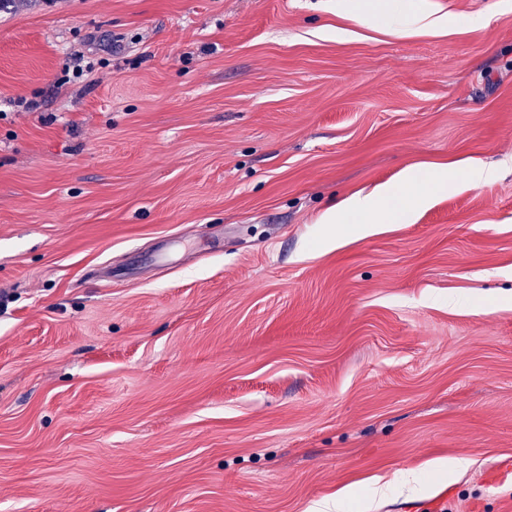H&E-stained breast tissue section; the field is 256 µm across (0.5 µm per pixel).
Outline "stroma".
<instances>
[{
  "label": "stroma",
  "mask_w": 512,
  "mask_h": 512,
  "mask_svg": "<svg viewBox=\"0 0 512 512\" xmlns=\"http://www.w3.org/2000/svg\"><path fill=\"white\" fill-rule=\"evenodd\" d=\"M413 2L0 8V512L512 503V169L322 221L512 158V0ZM357 17L366 19L377 12L383 14H407L412 15L414 25L418 28H442L446 22L442 18H431L429 15L415 11L411 0H360L354 6ZM499 167L484 164H472L466 169L465 180L473 188H479L498 175ZM456 182V171L443 167L429 175L427 182L413 169L403 175V195L393 188H382L364 196H352L331 208L325 215L326 224H358L366 232L372 224L394 223L406 219L411 211L428 201L434 192L448 190Z\"/></svg>",
  "instance_id": "obj_1"
}]
</instances>
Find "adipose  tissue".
<instances>
[{
    "label": "adipose tissue",
    "instance_id": "1",
    "mask_svg": "<svg viewBox=\"0 0 512 512\" xmlns=\"http://www.w3.org/2000/svg\"><path fill=\"white\" fill-rule=\"evenodd\" d=\"M354 10L360 18L379 12L407 14L413 17L418 28H441L445 25L443 19L415 11L412 0H357ZM455 182L456 172L448 167L438 169L426 178L409 169L403 175V190L383 188L364 196L347 198L327 212L325 221L329 224H354L364 232L375 224L406 219L415 207L426 203L432 193L447 190Z\"/></svg>",
    "mask_w": 512,
    "mask_h": 512
}]
</instances>
